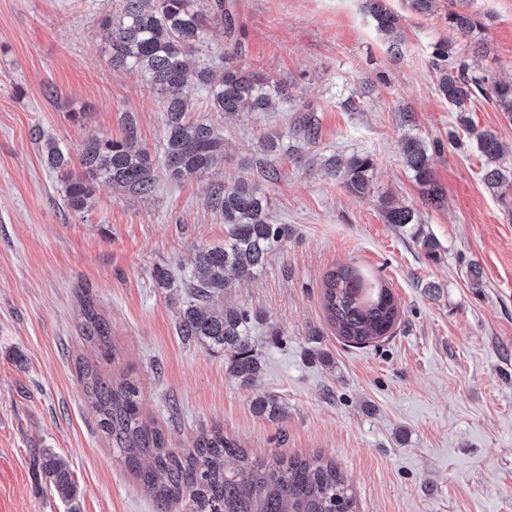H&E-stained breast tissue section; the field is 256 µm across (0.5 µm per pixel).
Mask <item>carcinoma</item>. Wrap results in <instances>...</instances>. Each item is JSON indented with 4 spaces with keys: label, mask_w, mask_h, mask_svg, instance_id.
<instances>
[{
    "label": "carcinoma",
    "mask_w": 512,
    "mask_h": 512,
    "mask_svg": "<svg viewBox=\"0 0 512 512\" xmlns=\"http://www.w3.org/2000/svg\"><path fill=\"white\" fill-rule=\"evenodd\" d=\"M366 9L379 31L389 36V45L401 42V16L387 8L385 0H366ZM209 23L224 26L234 36L224 0H115V10L103 20V38L108 62L116 69L143 75L165 94L164 167L170 177L183 181L206 173L215 158L224 154V137L206 117L191 118L184 89L201 84L209 89L213 112L235 114L245 108L264 109L272 96L283 92L280 83L246 74L203 59L200 35ZM449 25L462 37L477 25L464 10L448 12ZM438 87L458 112L466 111L472 89H482L481 80L468 74L464 63H448V52L436 53ZM493 93L500 108L512 112V85L498 84ZM137 123H127L122 140L107 137L86 141L80 151V169L70 168V156L53 140L45 143L46 163L60 175L63 203L67 210L83 214L94 207V188L100 183L136 194L153 189L154 161L149 152L136 147ZM476 149L486 160L484 183L498 192L512 184L498 167L503 155L497 135L489 130L475 135ZM404 162L419 183L426 186L428 201L439 202L428 148L407 138L402 144ZM373 160L354 153L334 158L327 165L330 176L354 196L373 188ZM211 208L224 216V243L205 247L195 258L192 281L177 322L178 335L224 352L227 376L250 386L261 370L249 331V314L219 299L237 281H249L264 269L276 244L288 238L290 228L276 224L268 206L244 179L219 187L209 199ZM388 224L404 227L413 213L402 206L384 207ZM323 309L337 335L345 342L368 346L393 334L399 310L390 289L368 279L354 266H341L325 275ZM83 340L94 360L76 366L77 378L96 414L97 426L109 440L117 459L136 475L142 490L153 497L158 512H355L351 485L336 465L317 458H286L277 453L270 460L253 459L224 432H202L193 447L169 446L164 430L143 417L141 389L127 373L105 374L115 361L118 347L110 329L88 304L82 323ZM255 413L273 420L285 418L276 398L259 395ZM41 474L57 495L71 500L77 494L68 462L52 449L42 450Z\"/></svg>",
    "instance_id": "obj_1"
}]
</instances>
